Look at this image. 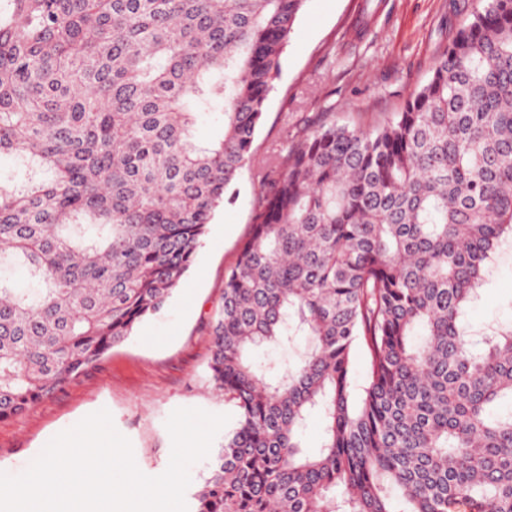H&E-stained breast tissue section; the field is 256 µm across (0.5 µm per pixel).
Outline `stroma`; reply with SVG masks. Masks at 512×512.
I'll list each match as a JSON object with an SVG mask.
<instances>
[{
    "instance_id": "stroma-1",
    "label": "stroma",
    "mask_w": 512,
    "mask_h": 512,
    "mask_svg": "<svg viewBox=\"0 0 512 512\" xmlns=\"http://www.w3.org/2000/svg\"><path fill=\"white\" fill-rule=\"evenodd\" d=\"M449 2L307 0L255 136L257 158L265 159L271 144L309 112H332L337 122L370 128L401 111L454 32ZM259 189L256 167L244 168L232 201L212 220L195 266L159 316L48 398L0 420V471L22 473L53 436L104 408L130 440L138 468L157 476L169 464L165 422L174 409L235 415L233 403L209 381V323L221 303L224 275L251 232ZM464 323L478 343L512 325V241L498 249Z\"/></svg>"
}]
</instances>
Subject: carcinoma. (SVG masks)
Returning a JSON list of instances; mask_svg holds the SVG:
<instances>
[{
  "instance_id": "cac0c4a2",
  "label": "carcinoma",
  "mask_w": 512,
  "mask_h": 512,
  "mask_svg": "<svg viewBox=\"0 0 512 512\" xmlns=\"http://www.w3.org/2000/svg\"><path fill=\"white\" fill-rule=\"evenodd\" d=\"M306 2L0 0V419L168 305L254 162ZM453 9L402 111L371 130L314 112L258 170L210 321L238 421L194 512H512V330L474 354L458 326L512 237V0ZM216 106L223 132L202 141ZM299 335L279 375L252 360ZM324 422L321 415L313 414L306 422L302 431V444L309 450L318 448L323 436Z\"/></svg>"
}]
</instances>
